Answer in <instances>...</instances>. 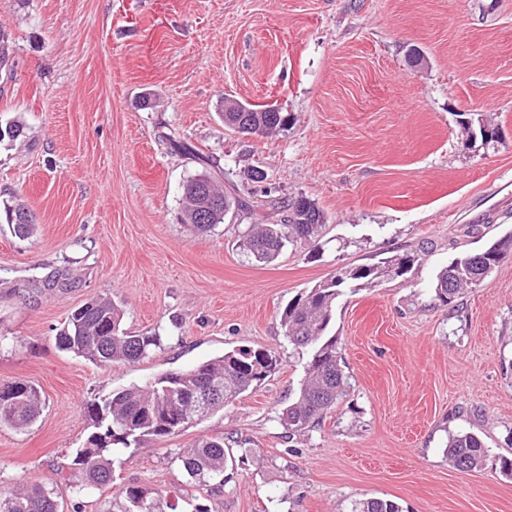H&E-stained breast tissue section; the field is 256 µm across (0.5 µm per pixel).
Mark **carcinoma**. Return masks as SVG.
I'll use <instances>...</instances> for the list:
<instances>
[{
  "instance_id": "carcinoma-1",
  "label": "carcinoma",
  "mask_w": 512,
  "mask_h": 512,
  "mask_svg": "<svg viewBox=\"0 0 512 512\" xmlns=\"http://www.w3.org/2000/svg\"><path fill=\"white\" fill-rule=\"evenodd\" d=\"M224 125L244 136H269L285 128L288 116L239 100L224 102ZM467 140L489 143L498 129L484 120L462 122ZM24 126L17 121L0 123V142L18 140ZM184 222L199 233L224 222L230 212L253 214L266 210L269 224H252L240 239V248L258 262L274 261L287 245L318 236L326 216L318 205L303 196L270 194L257 205L242 197H230L213 178L199 173L183 185ZM6 224L15 236L24 238L35 227L33 212L23 203L5 210ZM512 252V234L483 251L454 259L437 276L436 295L448 304L467 288L478 286L500 261ZM408 255H394L380 265L357 266L339 272L288 302L281 323L289 342L308 356L305 379L295 402L283 411L288 434L301 436L319 424L350 388L340 362L338 338L330 333L333 308L341 287L351 282L368 286L401 276L411 265ZM122 311L110 296L93 297L77 308L57 334L61 349L95 364L136 362L157 346L156 336H140L121 328ZM276 367V360L263 351L238 349L203 362L194 368L165 374L144 386H132L111 394L103 402H90L87 412L94 431L85 446L77 449L71 463L66 490L80 497L89 490L112 483L113 454L140 448L147 442L169 437L224 408L250 387L263 381ZM16 393L0 394V426L21 429L32 424L42 411L40 391L25 382H15ZM448 460L461 472L482 469L488 460L481 438L472 432L457 433L445 446ZM230 453L222 437H202L181 455L186 474L217 488L224 486V471ZM121 512H162L160 502L142 486L122 490ZM0 512H58L56 493L33 483L8 495L0 494ZM351 512H400L389 499L370 498L352 506Z\"/></svg>"
}]
</instances>
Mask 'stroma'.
<instances>
[{
  "label": "stroma",
  "instance_id": "obj_1",
  "mask_svg": "<svg viewBox=\"0 0 512 512\" xmlns=\"http://www.w3.org/2000/svg\"><path fill=\"white\" fill-rule=\"evenodd\" d=\"M13 54L0 69V211L23 201L35 231L0 225V387L33 384L44 409L0 427V493L35 481L60 512H120L119 490L210 512H350L390 499L402 512H512V253L444 305L439 271L512 233V0H0ZM292 115L244 137L225 99ZM496 141L469 146L460 114ZM172 132L189 150L171 148ZM227 195L315 200L314 242L261 263L238 246V212L206 234L182 221L187 179ZM413 254L402 276L346 286L331 330L347 395L289 437L280 420L305 377L280 314L342 268ZM68 272V288L47 287ZM108 295L122 326L156 335L134 363L60 350L62 323ZM264 351L277 368L224 410L124 450L111 484L78 498L64 479L91 431L88 402L225 352ZM481 437L489 459L461 472L449 436ZM222 437L221 488L180 454Z\"/></svg>",
  "mask_w": 512,
  "mask_h": 512
}]
</instances>
